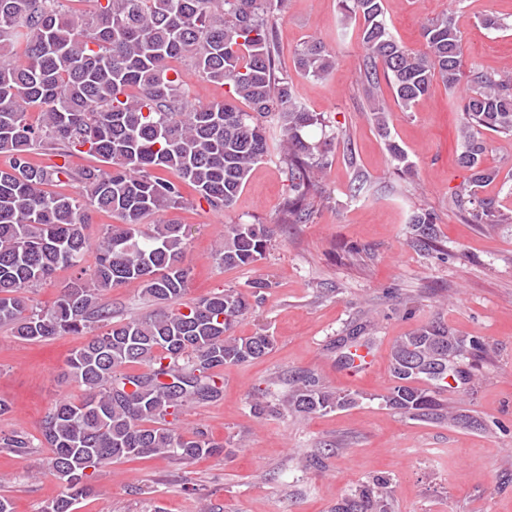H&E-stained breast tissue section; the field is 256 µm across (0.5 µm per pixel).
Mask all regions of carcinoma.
Returning a JSON list of instances; mask_svg holds the SVG:
<instances>
[{
	"mask_svg": "<svg viewBox=\"0 0 512 512\" xmlns=\"http://www.w3.org/2000/svg\"><path fill=\"white\" fill-rule=\"evenodd\" d=\"M92 14L70 10L63 0H0V327L21 340L84 335L93 324L108 326L90 336L67 360V376L83 388L79 401L58 402L46 419L43 441L52 449L48 467L66 493L41 512H73L74 501L92 492L86 470L150 456L194 460L219 452L197 428L182 432L185 408L224 395V368L268 354L274 336H236L233 328L251 308L234 288L172 308L186 293L190 273L181 224L161 215L185 208L192 188L214 211H229L253 166L269 151L267 123L283 136L288 195L282 223L305 224L314 203L329 198L323 182L332 138H308L330 121L301 104L293 80L278 68L277 19L270 0H96ZM340 23H359L364 53L362 80L376 88L384 79L405 111L425 97L433 82L457 87L464 58L455 13L423 26L422 47L410 49L384 20L383 0H340ZM192 62L200 76L228 86V97L190 103L183 73L172 66ZM296 72L327 78L336 52L311 38L294 52ZM37 113L31 119L30 113ZM370 120L403 176L412 172L404 150L390 137L386 103L373 98ZM458 163L468 178L451 204L478 224H512L483 190L498 169L485 165L486 134L512 137V74L470 71L461 106ZM50 151L62 163L33 162ZM80 152L110 168L70 167ZM168 170L174 178L159 171ZM66 181L75 192L48 191ZM115 215L94 241L86 232L90 211ZM156 221L146 224L149 218ZM411 243L435 251L432 214L417 211ZM272 242L267 224H226L214 251L220 266L236 268L264 259ZM95 255L93 268L86 257ZM77 276L50 309L30 296L59 269ZM137 280L161 308L146 319L112 321L103 293ZM368 325L337 340L340 362L352 367L351 348L373 346ZM488 351L479 337L454 335L439 323L396 340L390 352L394 385L383 400L399 413L468 423L444 410L436 394L448 378L466 385L459 361ZM135 365L145 367L131 372ZM358 393L333 391L312 371L289 375L280 398L256 395L257 415L324 414L355 403ZM22 431L0 435V449L24 455L37 448ZM392 483L377 477L336 505L335 512H390Z\"/></svg>",
	"mask_w": 512,
	"mask_h": 512,
	"instance_id": "cac0c4a2",
	"label": "carcinoma"
}]
</instances>
